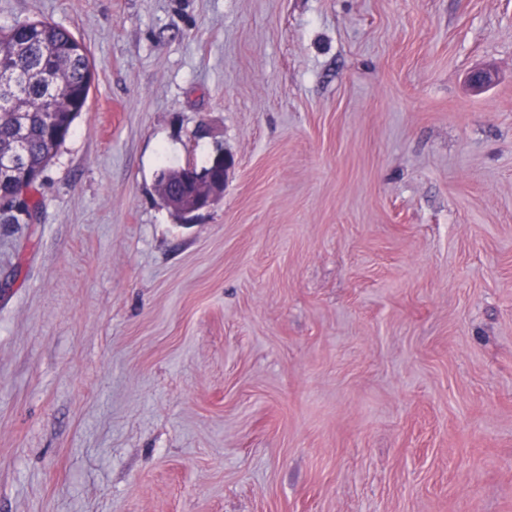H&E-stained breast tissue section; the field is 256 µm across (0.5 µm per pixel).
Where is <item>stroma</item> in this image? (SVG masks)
<instances>
[{
	"label": "stroma",
	"instance_id": "obj_1",
	"mask_svg": "<svg viewBox=\"0 0 512 512\" xmlns=\"http://www.w3.org/2000/svg\"><path fill=\"white\" fill-rule=\"evenodd\" d=\"M25 20L95 80L0 223V512H512V0ZM234 164L232 156L223 154L216 157L212 165L205 169H197L190 164L177 169H166L160 174V192L171 206H174L175 199L185 207H199L191 212L207 208L224 189V183ZM200 195L206 199L203 206L199 205ZM26 198V186H22L21 188L14 187L7 192L0 191V215L23 216L27 223H33L36 217L35 214L33 212L26 214L22 211V203ZM16 216L2 218L3 224H19L18 217Z\"/></svg>",
	"mask_w": 512,
	"mask_h": 512
}]
</instances>
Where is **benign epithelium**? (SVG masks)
Wrapping results in <instances>:
<instances>
[{
    "mask_svg": "<svg viewBox=\"0 0 512 512\" xmlns=\"http://www.w3.org/2000/svg\"><path fill=\"white\" fill-rule=\"evenodd\" d=\"M235 161L230 155H221L214 159L211 166L198 169L186 165L177 169L162 171L159 178V188L169 205L178 202L186 207L199 206V197L205 198L204 207H209L216 195L224 189L229 171ZM27 198L26 187H14L4 192L0 191V215L22 216L27 223L35 220L34 213L22 211V203Z\"/></svg>",
    "mask_w": 512,
    "mask_h": 512,
    "instance_id": "obj_1",
    "label": "benign epithelium"
}]
</instances>
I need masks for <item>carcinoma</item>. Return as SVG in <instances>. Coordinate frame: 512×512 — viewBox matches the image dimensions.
I'll use <instances>...</instances> for the list:
<instances>
[{
  "label": "carcinoma",
  "mask_w": 512,
  "mask_h": 512,
  "mask_svg": "<svg viewBox=\"0 0 512 512\" xmlns=\"http://www.w3.org/2000/svg\"><path fill=\"white\" fill-rule=\"evenodd\" d=\"M0 188L24 168L45 170L86 106L94 67L69 29L24 21L0 32Z\"/></svg>",
  "instance_id": "carcinoma-1"
}]
</instances>
